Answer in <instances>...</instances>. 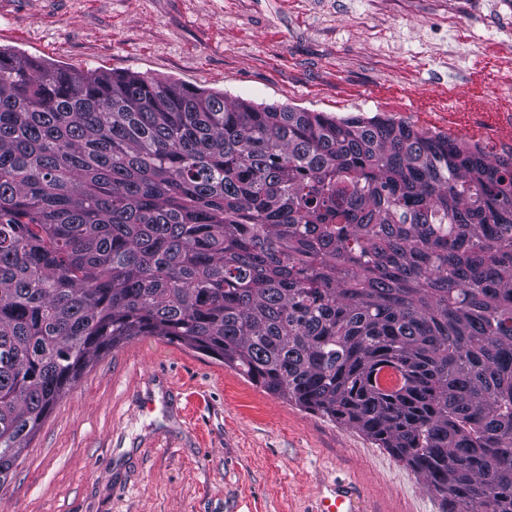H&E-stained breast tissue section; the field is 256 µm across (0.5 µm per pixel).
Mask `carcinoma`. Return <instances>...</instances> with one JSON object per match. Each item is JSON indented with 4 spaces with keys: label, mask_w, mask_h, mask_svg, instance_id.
Listing matches in <instances>:
<instances>
[{
    "label": "carcinoma",
    "mask_w": 512,
    "mask_h": 512,
    "mask_svg": "<svg viewBox=\"0 0 512 512\" xmlns=\"http://www.w3.org/2000/svg\"><path fill=\"white\" fill-rule=\"evenodd\" d=\"M137 336L512 512V153L0 49V485Z\"/></svg>",
    "instance_id": "carcinoma-1"
}]
</instances>
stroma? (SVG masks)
Here are the masks:
<instances>
[{
  "label": "stroma",
  "instance_id": "obj_1",
  "mask_svg": "<svg viewBox=\"0 0 512 512\" xmlns=\"http://www.w3.org/2000/svg\"><path fill=\"white\" fill-rule=\"evenodd\" d=\"M500 0H0V49L344 118L465 136L512 106ZM441 512L364 434L266 393L160 336L103 354L53 407L0 486V512ZM352 497L353 493L350 487L346 485L336 486L329 496L320 499L316 512H349Z\"/></svg>",
  "mask_w": 512,
  "mask_h": 512
}]
</instances>
